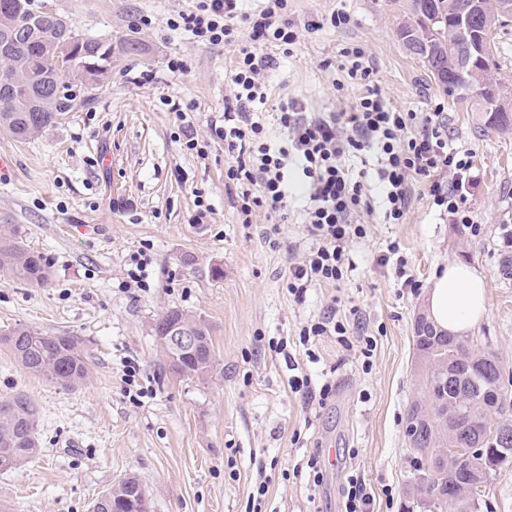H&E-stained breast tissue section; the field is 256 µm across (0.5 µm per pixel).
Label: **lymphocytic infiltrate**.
<instances>
[{"label": "lymphocytic infiltrate", "instance_id": "obj_1", "mask_svg": "<svg viewBox=\"0 0 512 512\" xmlns=\"http://www.w3.org/2000/svg\"><path fill=\"white\" fill-rule=\"evenodd\" d=\"M288 0H262L246 14L240 0H195L192 10L169 19L175 31L189 33L202 45L232 47V92L224 101V123L212 134L224 143L229 160L224 185L235 190L242 223L260 208L278 215L287 207L286 174L297 165L307 180L308 249L288 272L287 288L302 299L310 288L338 285L350 267L349 246L365 237L362 215L383 202L387 223H403L417 185H425L434 206L452 224L479 232L468 204L476 183L470 151L448 144V128L439 112H404L371 83L373 68L364 48L345 49L341 70L363 84L364 94L349 112H308L284 107L278 120L287 143L273 147L262 109L266 103L264 73L272 64L269 47L289 49L297 34L285 21ZM371 156L382 191L374 198L369 186L354 177L349 158Z\"/></svg>", "mask_w": 512, "mask_h": 512}]
</instances>
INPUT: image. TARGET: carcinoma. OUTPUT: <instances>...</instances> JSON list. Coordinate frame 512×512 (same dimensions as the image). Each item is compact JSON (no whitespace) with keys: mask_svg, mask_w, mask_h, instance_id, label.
Listing matches in <instances>:
<instances>
[{"mask_svg":"<svg viewBox=\"0 0 512 512\" xmlns=\"http://www.w3.org/2000/svg\"><path fill=\"white\" fill-rule=\"evenodd\" d=\"M412 19L399 28V36L413 32L419 36L417 48L405 45L406 50L421 59L427 71L445 91L457 95V100L467 103L484 116V127L497 131L512 128L504 117H492V111L505 109L496 93L497 82L493 77L491 44H486L487 62L484 84H463L461 69L455 60L457 36L453 30V18L461 0H408ZM43 6L33 0H0V26L15 20L32 22L41 29L43 37L29 38L20 49L24 57L28 77L15 87L12 93L0 97V129L16 138H27L40 133L55 123L57 115L73 108L74 98L67 94L56 97L55 103L40 107L30 106L31 100H39L60 84L54 57L49 55L48 41L68 44L65 62L85 73L93 82L106 73L112 65V44L97 38L83 37L75 29L63 32L51 22L42 20ZM442 15L444 22L434 18ZM0 273L12 279L44 283L50 270L42 256L25 249L19 232L7 227L0 229ZM174 319L192 320L179 310H170L163 322ZM194 321V320H192ZM197 334L202 340L194 356L172 365V370L183 376L194 377L208 373L215 365L213 344L207 327L199 320ZM416 350L429 357L424 373L427 399L413 401L407 417L420 416L424 421L420 447L414 450L416 462L427 461L437 466L436 478L429 485L417 484L416 496L412 497L408 512H477V504L483 497L494 474L499 471L500 451L512 449V375L506 377L498 363L486 367L485 373L474 375L456 388L443 384L448 375L446 366L458 374H465L475 358L489 357L491 353L475 352L467 340L450 333L436 337L414 336ZM0 343L6 345L16 361L27 372L52 383L75 387L87 377L89 366L78 341L72 336L51 335L28 326H18L0 335ZM456 407L465 412L460 421L448 427L444 424L446 409ZM38 408L26 395L17 393L0 399V472L11 471L33 457L37 443L31 433L36 431ZM481 442L486 473L482 486L471 490L474 474L471 465L452 461L441 465L439 454L444 449L468 448L473 440ZM133 496L124 486L118 493L107 492L99 500L95 512H132L122 496Z\"/></svg>","mask_w":512,"mask_h":512,"instance_id":"obj_1","label":"carcinoma"}]
</instances>
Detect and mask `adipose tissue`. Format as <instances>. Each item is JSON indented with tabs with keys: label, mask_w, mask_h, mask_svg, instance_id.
<instances>
[{
	"label": "adipose tissue",
	"mask_w": 512,
	"mask_h": 512,
	"mask_svg": "<svg viewBox=\"0 0 512 512\" xmlns=\"http://www.w3.org/2000/svg\"><path fill=\"white\" fill-rule=\"evenodd\" d=\"M429 319L437 329L463 335L486 311V283L474 266L452 262L437 270L426 299Z\"/></svg>",
	"instance_id": "ef3b65f1"
}]
</instances>
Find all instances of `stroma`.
I'll return each mask as SVG.
<instances>
[{"label": "stroma", "mask_w": 512, "mask_h": 512, "mask_svg": "<svg viewBox=\"0 0 512 512\" xmlns=\"http://www.w3.org/2000/svg\"><path fill=\"white\" fill-rule=\"evenodd\" d=\"M82 35L111 41V69L74 88L82 102L41 134L17 139L0 130V225L51 268L46 285L0 276V333L26 325L77 337L87 379L64 388L25 372L0 344V399L36 404L38 451L0 473V512H92L112 485L137 477L153 512H252L259 482L262 512H345L349 478L362 483L369 512H404L414 462L406 411L423 398L424 367L414 344L415 315L436 270L462 260L486 282L487 308L469 332L512 373V132L484 130L478 113L453 101L402 44L407 0H289L299 38L291 53L271 48L263 107L273 142L277 114L292 101L311 112H340L360 86L336 87L345 48L361 45L373 82L406 112L442 111L454 146L470 150L479 180L470 197L481 226L449 223L415 194L405 223L375 211L353 265L338 287L295 301L288 268L309 240L303 224L306 179L288 172L284 216L258 210L240 223L224 188L227 156L211 127L224 122L234 55L170 30L191 0H41ZM344 12L352 22L333 28ZM152 19L150 26L140 16ZM135 41L138 52L126 53ZM504 101L512 107V20L492 29ZM180 57L183 72L168 71ZM187 115L178 121L169 101ZM205 144L185 149L186 136ZM212 211L198 217L196 197ZM398 243L407 266L379 265ZM221 266L223 278L211 269ZM143 267L144 282L129 276ZM417 285L407 288L403 275ZM337 303L352 349L323 336L307 357L299 331ZM178 309L208 327L216 362L206 375L172 371L155 325ZM376 347L370 361L364 337ZM334 387L318 403L293 391L294 377ZM316 459L319 479L305 464Z\"/></svg>", "instance_id": "stroma-1"}]
</instances>
